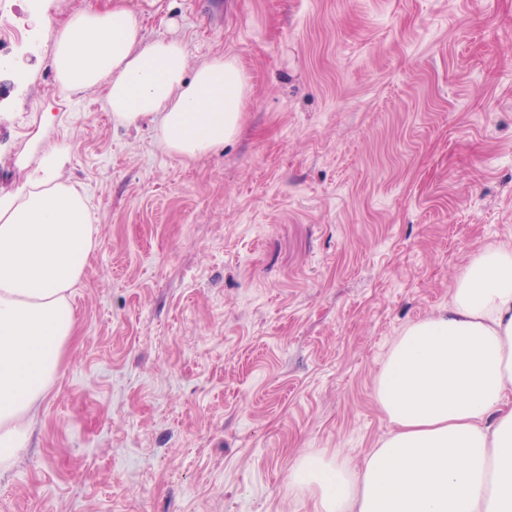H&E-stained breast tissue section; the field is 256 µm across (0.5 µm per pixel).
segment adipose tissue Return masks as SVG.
Returning <instances> with one entry per match:
<instances>
[{"instance_id":"adipose-tissue-1","label":"adipose tissue","mask_w":512,"mask_h":512,"mask_svg":"<svg viewBox=\"0 0 512 512\" xmlns=\"http://www.w3.org/2000/svg\"><path fill=\"white\" fill-rule=\"evenodd\" d=\"M61 92L103 90L115 124H155L158 146L195 160L239 132L236 58L190 65L186 44L150 40L124 0L72 14L48 61ZM71 146L47 152L0 196V465L25 448L76 331L74 288L99 245L86 196L65 182ZM375 398L394 429L357 469L298 460L315 512H512V242L469 259L447 309L391 345Z\"/></svg>"}]
</instances>
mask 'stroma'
Here are the masks:
<instances>
[{
    "instance_id": "obj_1",
    "label": "stroma",
    "mask_w": 512,
    "mask_h": 512,
    "mask_svg": "<svg viewBox=\"0 0 512 512\" xmlns=\"http://www.w3.org/2000/svg\"><path fill=\"white\" fill-rule=\"evenodd\" d=\"M107 0H0V195L73 146L100 243L0 512H314L298 459L391 433L375 379L512 242V0H127L147 39L241 64L238 136L185 161L47 59ZM56 124L42 128L45 108Z\"/></svg>"
}]
</instances>
